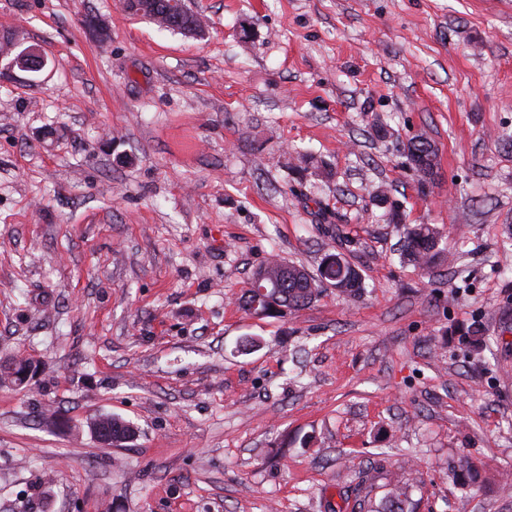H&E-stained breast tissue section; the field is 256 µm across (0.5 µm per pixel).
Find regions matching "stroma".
Returning <instances> with one entry per match:
<instances>
[{
    "instance_id": "obj_1",
    "label": "stroma",
    "mask_w": 512,
    "mask_h": 512,
    "mask_svg": "<svg viewBox=\"0 0 512 512\" xmlns=\"http://www.w3.org/2000/svg\"><path fill=\"white\" fill-rule=\"evenodd\" d=\"M186 3L204 38L0 0L52 61L0 82V358L37 365L0 384V512H352L373 463V501L512 512V0ZM406 224L448 261L401 262ZM336 250L362 297L239 309L270 256ZM100 414L137 438L103 447ZM404 152L408 164L418 176L421 189H425L437 174V148L426 138L414 136L405 145ZM377 476H375L371 471L368 472H359L357 478L359 481L354 487L355 497H354V512H414V507L412 502L408 497V486L406 484H401L400 482L393 484L389 490L387 491L384 500L378 507V511H373V506L370 505V501H368L367 494L364 496L362 493V486L367 482L372 483Z\"/></svg>"
}]
</instances>
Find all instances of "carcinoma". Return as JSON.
<instances>
[{"label":"carcinoma","mask_w":512,"mask_h":512,"mask_svg":"<svg viewBox=\"0 0 512 512\" xmlns=\"http://www.w3.org/2000/svg\"><path fill=\"white\" fill-rule=\"evenodd\" d=\"M143 16L158 28L175 31L189 21L200 22L196 13L176 18L170 13L168 0H155V6L146 10ZM405 156L410 167L418 176L421 188L434 181L436 176L437 148L426 138L414 136L405 145ZM442 233L431 224H415L404 236L402 258L428 272L444 256L445 249L440 247ZM330 286L350 298L362 295L364 286L358 270L341 252H329L324 255L317 273L312 275L304 268L282 258L271 257L259 265L251 275L249 288L238 300L239 308L246 314L263 317H277L287 311H299L313 302ZM13 385H21L27 379L26 366L14 363V368L0 370V380ZM105 424L112 429V437L122 444L133 441L137 428L123 418L108 414ZM376 476L368 471L358 475L354 487L355 512H373L367 496L362 494V486L373 482ZM414 507L408 497V486L401 483L392 485L387 491L378 512H413Z\"/></svg>","instance_id":"1"}]
</instances>
